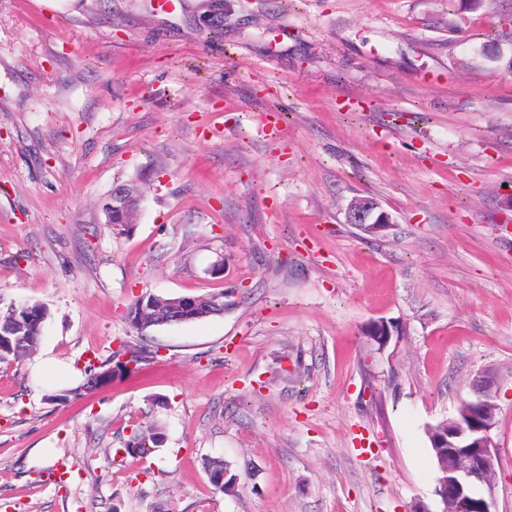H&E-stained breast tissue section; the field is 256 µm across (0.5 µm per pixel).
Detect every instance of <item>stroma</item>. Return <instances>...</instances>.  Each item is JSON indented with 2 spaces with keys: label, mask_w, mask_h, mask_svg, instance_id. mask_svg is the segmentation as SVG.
Wrapping results in <instances>:
<instances>
[{
  "label": "stroma",
  "mask_w": 512,
  "mask_h": 512,
  "mask_svg": "<svg viewBox=\"0 0 512 512\" xmlns=\"http://www.w3.org/2000/svg\"><path fill=\"white\" fill-rule=\"evenodd\" d=\"M222 4L212 41L211 0H0V310L49 311L0 360V512H438L425 428L485 370L512 512V0ZM358 197L391 226L347 223ZM123 342L147 357L83 390ZM139 199V191L134 186L120 184L113 188L111 198L112 204L109 203L108 206L112 207V209L116 208L118 210H122L125 214V224H114L120 220V215L118 214H113L114 223H112V214L108 217V222L112 224L113 229H115L116 226L123 227L126 226V224H132L131 215L135 210ZM143 296L136 313L135 325L139 330L158 326L162 324L181 322L190 318L202 317L215 313L221 309L220 305L224 304V296L217 297V302H212L211 305L202 306L197 298L193 297H179L169 301H162L160 298L149 295ZM205 469L207 470L210 480L216 489L224 494L234 490L237 476L235 473H232V464L230 462L224 460L222 467H216L211 462V459L208 458L205 461ZM221 473L224 474V480L223 476H220Z\"/></svg>",
  "instance_id": "35a3bbf8"
}]
</instances>
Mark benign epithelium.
Here are the masks:
<instances>
[{
  "mask_svg": "<svg viewBox=\"0 0 512 512\" xmlns=\"http://www.w3.org/2000/svg\"><path fill=\"white\" fill-rule=\"evenodd\" d=\"M139 199L137 188L120 184L112 189L110 207L123 211L125 223L129 224ZM347 223L377 233L388 228L392 221L388 213H379L368 201L356 199L348 208ZM218 310V303L203 306L193 297L163 301L155 296H144L136 313L135 325L143 330L210 315ZM21 330L22 321L16 316L9 323L0 325V352L13 351L14 345L22 341ZM494 385L495 379L484 373L477 374L470 385L471 408L478 412L479 427L476 431L480 435L471 437L463 450L457 449L446 438L438 441L439 447L448 449L445 477L440 481L438 490L443 505L440 512H498L492 468L494 441L491 437L497 423L498 405L489 402Z\"/></svg>",
  "mask_w": 512,
  "mask_h": 512,
  "instance_id": "1",
  "label": "benign epithelium"
}]
</instances>
